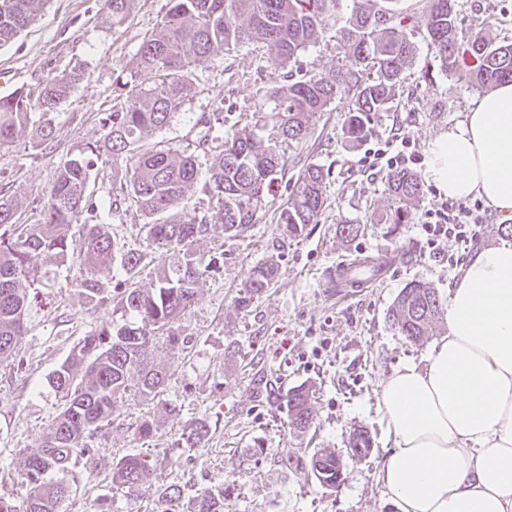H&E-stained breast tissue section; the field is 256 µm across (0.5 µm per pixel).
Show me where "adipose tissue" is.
<instances>
[{
  "instance_id": "obj_1",
  "label": "adipose tissue",
  "mask_w": 512,
  "mask_h": 512,
  "mask_svg": "<svg viewBox=\"0 0 512 512\" xmlns=\"http://www.w3.org/2000/svg\"><path fill=\"white\" fill-rule=\"evenodd\" d=\"M424 176L439 195L478 197L512 219V82L429 141ZM446 319L424 364L380 384L395 443L383 492L402 512H512V242L469 259Z\"/></svg>"
}]
</instances>
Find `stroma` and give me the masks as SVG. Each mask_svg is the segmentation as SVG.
Returning a JSON list of instances; mask_svg holds the SVG:
<instances>
[{"instance_id": "1", "label": "stroma", "mask_w": 512, "mask_h": 512, "mask_svg": "<svg viewBox=\"0 0 512 512\" xmlns=\"http://www.w3.org/2000/svg\"><path fill=\"white\" fill-rule=\"evenodd\" d=\"M464 34L479 33L493 42H512V0H456ZM168 10V0H135L122 25L112 22L105 0H50L37 21L0 48V96L19 87H36L47 76L77 69L82 80L53 114L55 132L43 141L36 124H28L15 142L0 146V196L19 200L20 221L38 223L57 166L99 140L100 118L112 106L113 81L129 69L144 36ZM414 59L391 111L381 113L374 133L357 146L343 139V110L318 113L306 142L288 155L286 175L295 177L307 162L330 172L326 203L319 223L296 240H283L276 229L277 206L267 204L259 219L236 238L213 226L196 244L202 255L224 250V265L204 275L198 300L178 322L189 340L187 351L172 349L157 338L151 353L171 369L165 399L172 412L156 415L158 433L140 440V416L153 408L138 399L118 401L112 424L94 441L96 451L71 465L72 487L63 512H166L161 491L187 484L198 489L223 488L224 512H401L382 494L380 462L394 446L379 408L382 380L406 364L423 363L438 337L447 332L437 317L431 336L412 344L395 334L388 311L400 290L419 279L447 295L472 253L501 241V220L487 210L477 236L468 243L450 239L433 245L423 231L427 209L445 198L431 184L410 223L390 226L380 218L390 208L387 168L368 164L370 151L407 139L419 151L460 121L481 98L468 67L445 74L439 69L426 37L416 36ZM264 65L261 53L242 47L235 56L219 55L198 70L182 110L144 144L194 151L197 117L223 104L236 131L252 123L255 88L243 73L244 61ZM123 169L97 179L88 194L100 207L113 238L143 248L142 221L131 196L121 191ZM342 223L359 225L356 237L336 232ZM388 244V263L380 275L360 288H337L339 267L355 258L375 255ZM281 253L279 279L245 311L234 298L251 268ZM83 271L62 265L57 279L33 298L21 338L20 359L0 361V496L21 504V474L28 455L40 448L58 410L49 384L51 373L88 332L121 313L116 306L97 307L79 288ZM247 354L259 372H275V386L287 392L305 386L314 410L315 436L286 427L283 413L258 401L239 356ZM30 391L20 394V381ZM211 426L202 448L176 445L181 430L196 420ZM367 428L374 450L364 460L349 457L353 429ZM328 448L342 456L344 481L339 488L319 484L310 473L314 449ZM141 451L155 465L150 483L132 495L106 477L112 459ZM289 466H282L281 456Z\"/></svg>"}]
</instances>
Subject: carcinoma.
<instances>
[{"mask_svg": "<svg viewBox=\"0 0 512 512\" xmlns=\"http://www.w3.org/2000/svg\"><path fill=\"white\" fill-rule=\"evenodd\" d=\"M46 2L0 0V46L33 24ZM107 2L112 24L121 25L135 0ZM340 2L168 0L164 20L142 41L134 66L114 81L112 108L102 118L103 139L58 166L41 222L19 223V202L0 200V359L17 355L30 289L49 282L51 265L76 258L85 271L79 283L82 293L101 307L112 303V290L98 273L117 264L124 275L116 288L125 322L106 324L83 336L52 373L50 385L58 395L59 410L41 448L25 460L22 512H60L70 486L62 477L51 481L47 476L65 473L76 452L95 451L93 439L112 424L117 401H154L164 395L169 369L149 358L156 335H165L173 349H187L177 323L196 303L203 275L224 262L222 253L209 258L197 253L195 243L216 224L222 225L225 236L238 237L256 223L283 179L286 150L304 144L316 114L334 103L345 104L343 137L351 143L366 140L374 119L389 111L398 96L414 56V38L422 33L442 71L458 69L468 56L476 88L512 82V43H494L481 35L462 42L455 0H417V11L411 14L391 8L393 0H352L346 17ZM329 30L335 31L336 42L344 49L336 70L293 73L298 55L319 44ZM246 44L268 54L267 65L254 72L256 120L249 133L215 130L211 118L200 116L196 124L203 130L197 148L210 157L205 170L198 156L185 150L142 145L148 133L163 129L179 114L197 71L212 56L236 53ZM79 79L74 71L55 74L33 89L0 97V145L18 137L35 109L43 118L40 139L51 138L50 114ZM104 160L124 167L126 190L146 218L139 231L158 259V271L148 287L137 281L147 253L114 240L109 225L83 223L79 250L70 248L67 226L82 214L95 212L87 192ZM326 177L323 166L312 162L300 171L280 204L282 237L295 239L317 223ZM199 182L210 202L203 214L184 204ZM387 187L392 208L384 223H409L411 205L422 193L420 177L393 169ZM352 271L370 280L381 267L362 258L353 261ZM278 273L274 258L253 266L243 293L235 299L237 308L248 309L276 282ZM446 305L435 288L411 281L399 292L388 319L398 335L417 344L429 335ZM274 402L285 408L289 428L316 432L306 389L291 388ZM208 437L209 425L201 419L181 431L176 445L201 448ZM348 448L354 459L369 456L374 448L370 433L354 430ZM310 472L326 487L337 488L343 482V463L326 448L314 451ZM109 476L131 494L151 481L153 469L141 454L129 453L112 461ZM193 512H224V490L196 493Z\"/></svg>", "mask_w": 512, "mask_h": 512, "instance_id": "carcinoma-1", "label": "carcinoma"}]
</instances>
